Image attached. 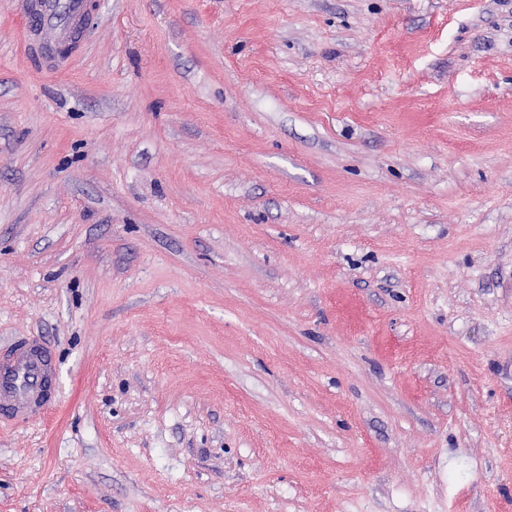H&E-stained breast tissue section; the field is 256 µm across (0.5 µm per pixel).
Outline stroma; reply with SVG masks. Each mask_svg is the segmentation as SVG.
Listing matches in <instances>:
<instances>
[{
    "label": "stroma",
    "instance_id": "stroma-1",
    "mask_svg": "<svg viewBox=\"0 0 512 512\" xmlns=\"http://www.w3.org/2000/svg\"><path fill=\"white\" fill-rule=\"evenodd\" d=\"M0 0V512H512V0ZM17 2L20 17L36 36L29 44V50L36 55L30 58V65L34 69L43 64L40 55L51 56L58 48L71 43L76 34L77 22L87 12V0ZM55 358L35 336H17L0 351V417L31 422L57 395Z\"/></svg>",
    "mask_w": 512,
    "mask_h": 512
}]
</instances>
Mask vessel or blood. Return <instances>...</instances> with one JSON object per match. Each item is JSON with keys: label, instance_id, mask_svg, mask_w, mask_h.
Segmentation results:
<instances>
[{"label": "vessel or blood", "instance_id": "b4317fda", "mask_svg": "<svg viewBox=\"0 0 512 512\" xmlns=\"http://www.w3.org/2000/svg\"><path fill=\"white\" fill-rule=\"evenodd\" d=\"M20 16L34 31L30 65L71 43L76 24L87 12V0H18ZM55 358L33 336H19L0 351V418L16 422L37 420L41 408L57 395Z\"/></svg>", "mask_w": 512, "mask_h": 512}]
</instances>
